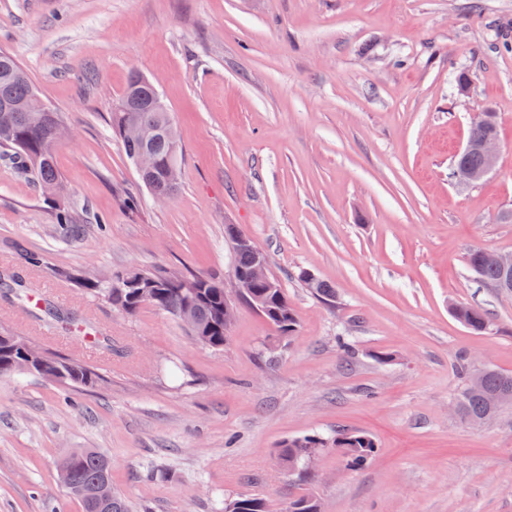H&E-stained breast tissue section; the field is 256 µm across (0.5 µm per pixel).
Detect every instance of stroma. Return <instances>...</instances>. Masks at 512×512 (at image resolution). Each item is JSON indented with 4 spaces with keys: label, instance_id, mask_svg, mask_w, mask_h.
I'll list each match as a JSON object with an SVG mask.
<instances>
[{
    "label": "stroma",
    "instance_id": "stroma-1",
    "mask_svg": "<svg viewBox=\"0 0 512 512\" xmlns=\"http://www.w3.org/2000/svg\"><path fill=\"white\" fill-rule=\"evenodd\" d=\"M0 49L70 125L55 157L78 220L57 223L0 161V267L28 283L26 298L0 297V330L103 378H0V512H82L56 472L75 448L111 459L131 512H222L237 495L280 512L302 492L321 512H512V403L465 420L455 370L463 357L512 374V293L466 265L476 248L512 253L499 219L512 211V0H0ZM135 71L180 138L179 189L162 202L112 133ZM488 108L496 168L456 184L454 157ZM229 224L266 255L292 336L240 302L214 351L166 313L122 314L56 275L228 283ZM455 304L487 309L490 329L469 330ZM46 307L83 317L111 350L52 330ZM358 431L376 443L364 466L333 452L303 474L281 463L289 440Z\"/></svg>",
    "mask_w": 512,
    "mask_h": 512
}]
</instances>
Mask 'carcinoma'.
<instances>
[{
    "mask_svg": "<svg viewBox=\"0 0 512 512\" xmlns=\"http://www.w3.org/2000/svg\"><path fill=\"white\" fill-rule=\"evenodd\" d=\"M38 91L17 58L8 51L0 50V104L17 108L15 112H0V157L14 161L19 169L33 182L45 189V198L58 204L55 219L58 224L74 223L73 212L61 204L62 198L54 194L66 188L57 169L55 149L58 144L56 131L65 126L64 117L46 102L36 103ZM135 121L147 133L144 139L123 137V128ZM171 123L169 112H157L137 107L129 112L116 108L112 112V130L122 137L126 156L134 160L149 150L155 158V166L144 184L160 193L174 194L179 186V150L171 146L165 128ZM498 134L497 113L489 116L486 125H474L469 139L478 141L487 134ZM467 266L482 283L492 285L500 280V272L481 263L478 250L468 253ZM141 275L158 284L145 298L136 295L133 288L112 287L114 278L90 277L75 269L62 268L57 276L77 283L85 292L97 299L109 302L123 313L133 316L144 305L179 317L188 310L196 322V330L189 331L198 344L220 351L224 349V283L212 275H181L167 271H143ZM184 281L198 284L196 288H182ZM24 278L10 269L0 270V289L9 296L24 295ZM253 293L268 301L269 311L264 318L280 333L292 334L297 316L283 288H255ZM456 318L474 332L490 328L486 312L476 306L461 305ZM0 336L9 342L0 344V377L26 372L56 381L65 386L93 388L102 378L92 368L69 358L44 352L38 367L29 368L24 347L27 339L1 331ZM512 402V375L495 369L483 373L482 387L476 391L465 388L459 396V409L469 421H481L494 415L504 404ZM372 437L364 432L338 434L331 438L307 435L293 439L282 449V460L288 467L298 469L310 457L336 450L353 465L366 461L374 452ZM60 481L66 492L78 498L83 512H129L127 503L119 496L108 504L82 496L86 489L100 481H112V462L95 448H78L64 456L58 463ZM224 512H268L264 499L255 495H241L224 500ZM285 512H317L315 498L307 493L288 499Z\"/></svg>",
    "mask_w": 512,
    "mask_h": 512,
    "instance_id": "cac0c4a2",
    "label": "carcinoma"
}]
</instances>
